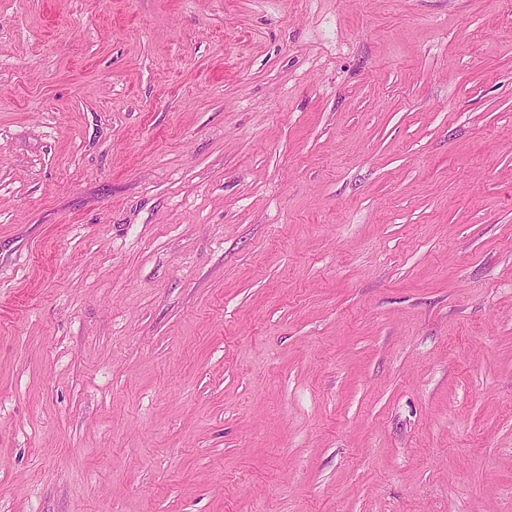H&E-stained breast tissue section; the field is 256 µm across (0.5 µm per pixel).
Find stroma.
I'll return each instance as SVG.
<instances>
[{
  "mask_svg": "<svg viewBox=\"0 0 512 512\" xmlns=\"http://www.w3.org/2000/svg\"><path fill=\"white\" fill-rule=\"evenodd\" d=\"M0 512H512V0H0Z\"/></svg>",
  "mask_w": 512,
  "mask_h": 512,
  "instance_id": "35a3bbf8",
  "label": "stroma"
}]
</instances>
